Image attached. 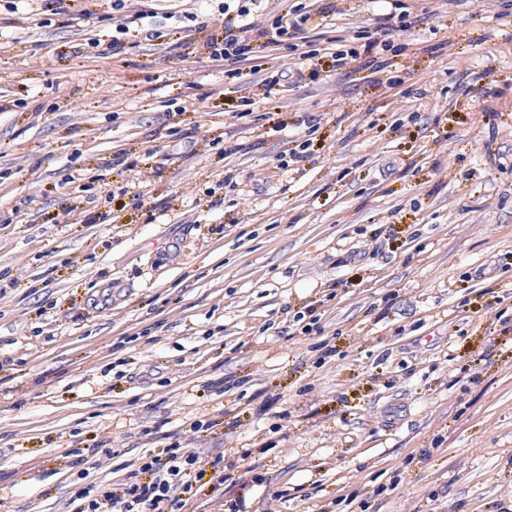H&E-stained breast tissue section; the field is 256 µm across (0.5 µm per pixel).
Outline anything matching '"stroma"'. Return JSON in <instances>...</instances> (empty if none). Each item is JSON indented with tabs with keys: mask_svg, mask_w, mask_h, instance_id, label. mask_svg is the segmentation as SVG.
<instances>
[{
	"mask_svg": "<svg viewBox=\"0 0 512 512\" xmlns=\"http://www.w3.org/2000/svg\"><path fill=\"white\" fill-rule=\"evenodd\" d=\"M78 2L0 0V512L175 442L223 460L195 512H512V0H335L237 62L219 0L117 54Z\"/></svg>",
	"mask_w": 512,
	"mask_h": 512,
	"instance_id": "obj_1",
	"label": "stroma"
}]
</instances>
